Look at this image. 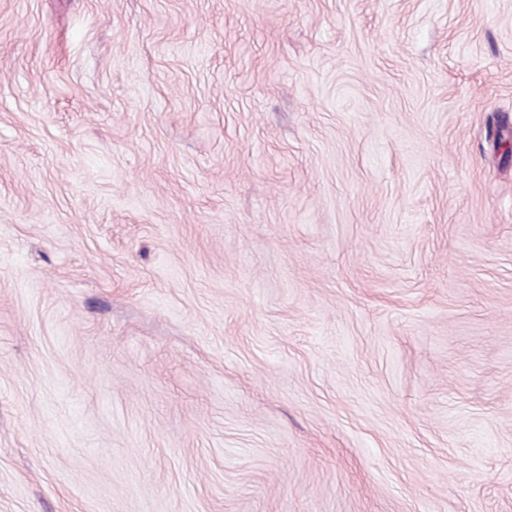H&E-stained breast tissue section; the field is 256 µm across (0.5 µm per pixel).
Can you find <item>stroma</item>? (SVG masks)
Returning <instances> with one entry per match:
<instances>
[{"label":"stroma","mask_w":512,"mask_h":512,"mask_svg":"<svg viewBox=\"0 0 512 512\" xmlns=\"http://www.w3.org/2000/svg\"><path fill=\"white\" fill-rule=\"evenodd\" d=\"M0 512H512V0H0Z\"/></svg>","instance_id":"obj_1"}]
</instances>
